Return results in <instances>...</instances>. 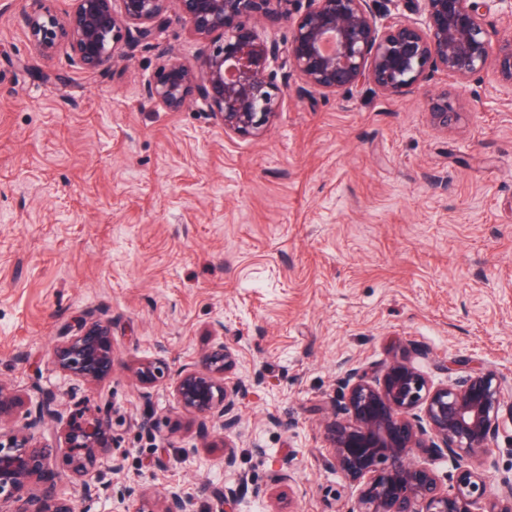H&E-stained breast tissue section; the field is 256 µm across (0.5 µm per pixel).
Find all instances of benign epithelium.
I'll return each mask as SVG.
<instances>
[{
	"mask_svg": "<svg viewBox=\"0 0 512 512\" xmlns=\"http://www.w3.org/2000/svg\"><path fill=\"white\" fill-rule=\"evenodd\" d=\"M120 2L114 7V2ZM170 0H76L60 23L34 10L26 24L34 44L50 56L65 46L70 62L96 74L112 62L114 48L151 40L163 23ZM194 35L204 43L199 66L169 55L148 95L172 111L200 100L224 132L242 137L263 133L279 112L286 83L270 63L281 60L297 74L304 93L351 94L365 87L375 94L400 97L437 74L464 83L493 69L502 92L512 96V31L492 45L485 15L489 0H408L413 14L390 15L395 0H178ZM265 21L288 25L283 42L258 39ZM434 126L446 129L460 118L448 93L429 102ZM53 362L85 386L112 375V326L84 316L76 332L64 330ZM234 349L222 342L205 351L200 366H185L169 376L164 364L142 359L132 368L137 384L149 389L171 378L180 412L221 421L226 435L206 442L224 449V470L236 467L239 443L227 432L238 424L237 400L247 390L235 374ZM28 398L0 381V426L27 409V423L0 431V512H77L76 503L59 495L48 480L54 448L40 431L49 426L63 439L64 464L89 496L101 494L96 478L112 440L108 409L65 413L47 395L32 408ZM332 419L325 426L327 452L321 465L360 485L349 512H512V479L493 484L471 457L492 452L504 405L500 377L470 369L450 385H429L404 361L377 371L351 368L329 397ZM423 453L458 461L456 488H444L434 472L419 464ZM243 478L224 487L228 512H238ZM41 485L35 492L32 486ZM193 512L177 491L162 496L161 508L130 486L112 498L111 512Z\"/></svg>",
	"mask_w": 512,
	"mask_h": 512,
	"instance_id": "7a95c632",
	"label": "benign epithelium"
}]
</instances>
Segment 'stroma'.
<instances>
[{
	"label": "stroma",
	"instance_id": "stroma-1",
	"mask_svg": "<svg viewBox=\"0 0 512 512\" xmlns=\"http://www.w3.org/2000/svg\"><path fill=\"white\" fill-rule=\"evenodd\" d=\"M33 5L0 0V380L67 411L110 405L125 470L101 469L109 497L84 495L61 455L49 464L79 512H110L129 485L224 512L240 473L242 512L274 494L281 512H347L358 489L320 455L327 399L354 367L400 359L437 386L461 360L512 399V98L493 72L399 98L307 95L293 74L264 135L240 137L201 102L147 95L167 54L201 55L178 5L151 45H118L94 75L37 50ZM441 91L461 112L446 131L428 114ZM89 312L114 354L94 388L52 363ZM220 341L249 385L232 473L205 445L220 423L131 372L143 358L177 371ZM286 459L293 478L274 484Z\"/></svg>",
	"mask_w": 512,
	"mask_h": 512
}]
</instances>
